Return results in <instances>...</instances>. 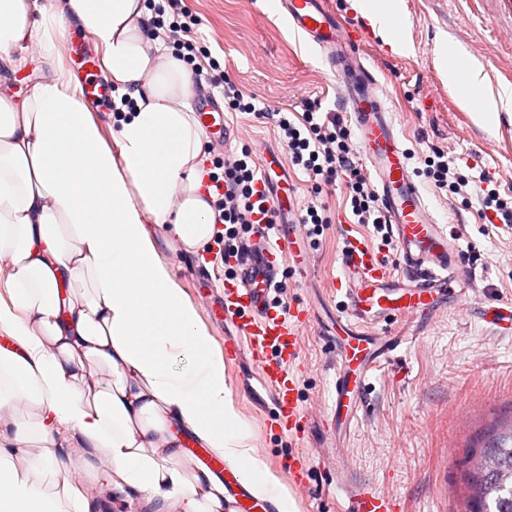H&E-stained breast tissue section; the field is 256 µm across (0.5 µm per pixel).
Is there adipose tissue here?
Segmentation results:
<instances>
[{"label": "adipose tissue", "instance_id": "1", "mask_svg": "<svg viewBox=\"0 0 512 512\" xmlns=\"http://www.w3.org/2000/svg\"><path fill=\"white\" fill-rule=\"evenodd\" d=\"M144 12V0H59L36 20L29 0H0V69L33 37L54 61L72 19L136 103L115 155L66 74L18 104L0 95V254L12 266L0 283V512H106L103 488L157 512H225L221 473L190 446L233 464L254 495L278 489L280 512L291 502L254 457L224 355L143 226L151 216L190 250L214 226L191 74L149 42ZM443 54L450 84L482 90L475 118L495 130L512 86L484 92L476 60L453 42ZM184 356L191 367L175 371Z\"/></svg>", "mask_w": 512, "mask_h": 512}]
</instances>
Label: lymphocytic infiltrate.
I'll return each instance as SVG.
<instances>
[{
    "mask_svg": "<svg viewBox=\"0 0 512 512\" xmlns=\"http://www.w3.org/2000/svg\"><path fill=\"white\" fill-rule=\"evenodd\" d=\"M181 2L160 0L148 24L156 35L174 36L175 58L191 67L201 51L198 22L187 15ZM224 98L232 110L271 118L285 135L291 164L309 172L321 184L343 182L358 222L372 225L383 243H390L386 217L355 160L351 133L342 123L333 118L322 119L317 106L312 104L305 105L300 121H293L287 113H272L259 103L245 100L242 92L229 81L224 84ZM214 167V172L208 175L214 189L210 205L214 221L219 225L214 238L223 244L225 258L242 259L249 252L246 234L253 231L255 222L275 223L276 213L256 187L258 178L249 149H242L239 156L216 160Z\"/></svg>",
    "mask_w": 512,
    "mask_h": 512,
    "instance_id": "f902f5d3",
    "label": "lymphocytic infiltrate"
}]
</instances>
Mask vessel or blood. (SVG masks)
Instances as JSON below:
<instances>
[{"label": "vessel or blood", "instance_id": "vessel-or-blood-1", "mask_svg": "<svg viewBox=\"0 0 512 512\" xmlns=\"http://www.w3.org/2000/svg\"><path fill=\"white\" fill-rule=\"evenodd\" d=\"M279 2L293 31L307 45L320 49L330 63L351 60L359 65L357 83H350L342 73L337 80L358 144L375 174L404 269L403 276L392 275L380 258L356 239L342 252L339 273L333 279L345 303L334 325L336 342L343 348L335 384V409L340 412L356 403L373 370L393 361L395 352L407 342L398 335L378 340L371 335V327L405 314L419 318L432 314L441 300L453 293L455 283L470 279L472 271L461 264L456 238L434 216L410 173L408 153L378 81L359 64V47L369 38V29L346 28L328 0ZM220 111L217 99L208 96L196 119L205 136L214 143L227 144L235 131L221 121ZM280 165L277 155L266 157L261 178L277 211L275 235L270 238L257 233L258 247L242 265L237 280L224 288V316L238 322L259 368L260 385L272 397L275 416L279 424L292 430L306 417L298 401L295 377L287 367L298 354L300 338L285 327L271 294L281 268H293L304 278L309 270L300 259V226L292 218L295 202L288 196V184L271 176ZM224 486L239 512H264L269 504L268 499L251 494L232 471H225ZM396 507L395 501L383 495L366 493L356 498L353 510L395 512Z\"/></svg>", "mask_w": 512, "mask_h": 512}]
</instances>
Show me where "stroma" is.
Returning <instances> with one entry per match:
<instances>
[{
  "label": "stroma",
  "mask_w": 512,
  "mask_h": 512,
  "mask_svg": "<svg viewBox=\"0 0 512 512\" xmlns=\"http://www.w3.org/2000/svg\"><path fill=\"white\" fill-rule=\"evenodd\" d=\"M184 3L198 18L207 55L217 64L206 90L227 78L269 111L298 114L311 102L348 120L334 68L295 35L269 0ZM400 7L410 52L394 51L376 34L361 45L360 54L387 97L412 169L422 168L425 156L438 148L447 152L452 168L468 177L462 195L437 190L427 181L422 188L461 249H478L477 279L470 290L449 298L435 318L401 317L388 325V332L415 342L372 373L351 427L340 428L332 408L339 356L326 341L340 300L332 280L348 238L373 249L379 241L370 227L355 223L344 184L317 193L306 172L289 168L298 207L317 202L330 219L323 234L307 242L312 277L305 280L290 270L282 277L280 313L301 306L317 313L316 322L299 328V354L289 365L309 419L291 433L273 422L270 398L248 353L226 354L224 382L237 412L252 427L254 456L283 486L291 484L290 463L305 460L306 487L292 489V512H352V499L366 492L396 498L397 512H468L472 456L512 423V330L482 319L487 307L512 305V223L485 219L480 198L488 186L502 197L512 196V120L502 119L491 132L477 124L473 102L449 86L439 63L440 44L450 39L482 65L488 83L512 85V0H400ZM73 40L102 60V48L69 21L55 64L44 61L37 40L13 49L17 66L0 82V93L19 102L58 69L79 74L82 58L69 52ZM224 118L237 131L230 151L265 146L287 156L272 120L233 111ZM144 226L158 258L171 266L216 344L238 337L236 326L215 319L206 305L224 297L221 256L203 247L186 250L152 219Z\"/></svg>",
  "instance_id": "stroma-1"
}]
</instances>
